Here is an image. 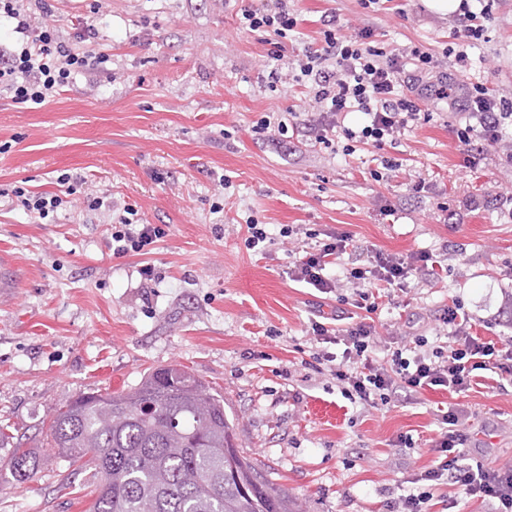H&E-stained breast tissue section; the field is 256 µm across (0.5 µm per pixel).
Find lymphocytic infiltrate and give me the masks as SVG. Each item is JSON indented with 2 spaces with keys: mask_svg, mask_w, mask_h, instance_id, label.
I'll list each match as a JSON object with an SVG mask.
<instances>
[{
  "mask_svg": "<svg viewBox=\"0 0 512 512\" xmlns=\"http://www.w3.org/2000/svg\"><path fill=\"white\" fill-rule=\"evenodd\" d=\"M288 2L269 0L262 8L241 13L242 26L270 35L269 56L276 62L284 57V38L298 26V17ZM2 17L22 36L18 46H0V89L15 103L42 104L62 92L76 76L104 72L110 56L99 43L98 29L87 20L72 18L71 26L85 45L84 50H74L56 25L55 0H0ZM369 38L366 32L355 38L340 36L335 26H328L321 41L306 47L289 70L276 65L269 72L275 84L284 74H291L294 82L309 90L321 112L330 116V123L321 122L313 128L316 141L325 147H332L338 133L357 143L379 145L421 118L423 96L403 79L401 55L371 45ZM459 108L478 118L477 124L457 128L463 145L475 139L496 143L512 126V108L492 98L484 87H472ZM349 112L365 115L360 130L341 127V117ZM114 222L112 252L117 256L140 253L163 235L161 228L124 214L117 215ZM349 245L348 234L326 233L303 249L289 271L290 277L327 294L337 281L328 277L327 270L339 267L341 279L363 287L356 308L373 312L379 308V296L365 291L366 283L402 285L433 260L429 253L403 258L373 250L363 263L349 265L344 261ZM439 321L447 340L432 343L422 335L409 336L383 348L371 323L360 320L334 329L315 320L310 333L316 341L342 345L343 352L322 351L314 360L328 366L346 399L365 408L389 404L400 390L417 393L440 387L465 393L479 370L512 376L511 338L488 340L473 334L469 318L455 306L445 309ZM380 348L385 351L381 357L376 354ZM440 423L434 446L442 455L441 461L419 474L422 490L400 496L394 512H431L435 490L448 484L461 487L469 498L489 502L491 512H512V469H496L470 456L465 448L468 420L457 411L444 412Z\"/></svg>",
  "mask_w": 512,
  "mask_h": 512,
  "instance_id": "f902f5d3",
  "label": "lymphocytic infiltrate"
}]
</instances>
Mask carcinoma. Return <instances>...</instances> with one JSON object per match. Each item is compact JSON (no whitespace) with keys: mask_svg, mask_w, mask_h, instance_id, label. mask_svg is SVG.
Returning a JSON list of instances; mask_svg holds the SVG:
<instances>
[{"mask_svg":"<svg viewBox=\"0 0 512 512\" xmlns=\"http://www.w3.org/2000/svg\"><path fill=\"white\" fill-rule=\"evenodd\" d=\"M45 445L94 468L86 512H304L242 455L223 396L182 367L156 369L129 390L79 394ZM39 462L20 448L8 467L24 481Z\"/></svg>","mask_w":512,"mask_h":512,"instance_id":"1","label":"carcinoma"}]
</instances>
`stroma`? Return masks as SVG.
I'll use <instances>...</instances> for the list:
<instances>
[{
  "instance_id": "stroma-1",
  "label": "stroma",
  "mask_w": 512,
  "mask_h": 512,
  "mask_svg": "<svg viewBox=\"0 0 512 512\" xmlns=\"http://www.w3.org/2000/svg\"><path fill=\"white\" fill-rule=\"evenodd\" d=\"M91 2L60 0L59 31L73 39L70 17H89L112 54L111 75L77 77L40 105L0 90V190L56 192L69 176L78 195L104 199L34 220L0 197V255L22 276L0 304V512H87L89 473L51 456L16 482L7 468L15 448L41 451L56 411L77 395L128 389L170 365L223 395L244 456L304 512H387L437 464L431 441L451 407L471 417L473 455L512 467V382L486 370L463 394L401 391L376 409L350 404L312 367L309 327H345L351 287L323 294L288 277L310 235L348 231L353 257L438 258L373 313L382 340L398 327L435 336L454 304L474 333L512 336V129L501 143L462 146L460 113L430 95L427 119L393 139L333 150L310 130L320 114L307 89L269 88L265 35L239 24L265 0H108L97 14ZM292 7L301 23L286 59L319 40L332 16L343 35L368 30L377 46L421 48L454 83L512 102V0H494L463 67L447 54L457 12L427 0ZM286 109L297 114L287 133H255ZM128 205L165 234L147 254L118 258L112 215ZM250 218L273 236L265 250L245 246ZM287 225L296 242L281 237Z\"/></svg>"
}]
</instances>
